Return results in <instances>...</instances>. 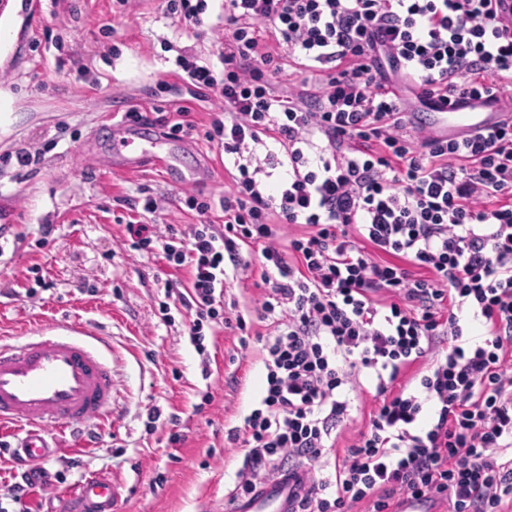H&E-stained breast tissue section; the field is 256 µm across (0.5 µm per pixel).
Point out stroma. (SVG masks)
I'll use <instances>...</instances> for the list:
<instances>
[{
	"mask_svg": "<svg viewBox=\"0 0 512 512\" xmlns=\"http://www.w3.org/2000/svg\"><path fill=\"white\" fill-rule=\"evenodd\" d=\"M221 12L212 0L209 30L198 35L166 18L163 0H51L14 69L0 71V196L23 209L16 237L0 245V339L80 317L105 332L116 382L111 418L90 421L84 441L63 433L43 461L49 479L30 496L36 512H53L58 494L93 474L123 482L120 512L230 507L243 446L229 444L227 433L258 407L266 374L256 339L266 326L249 312L255 276L242 273L224 290L244 312L246 330L206 336L197 351L184 315L161 319L164 261L132 249L126 232L139 219L127 201L143 188L163 199L164 223H197L195 212L181 209L186 190L150 168L121 173L106 164L110 126L124 112H166L188 95L172 75L166 42L214 60ZM24 145L41 149L44 162H4ZM43 224L54 227L45 246ZM36 265L47 286L30 297ZM350 398L340 450L368 421L373 381L361 377Z\"/></svg>",
	"mask_w": 512,
	"mask_h": 512,
	"instance_id": "1",
	"label": "stroma"
}]
</instances>
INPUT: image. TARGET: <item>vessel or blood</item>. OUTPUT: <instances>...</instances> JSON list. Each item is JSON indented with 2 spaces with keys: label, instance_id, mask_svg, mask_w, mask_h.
Returning a JSON list of instances; mask_svg holds the SVG:
<instances>
[{
  "label": "vessel or blood",
  "instance_id": "obj_1",
  "mask_svg": "<svg viewBox=\"0 0 512 512\" xmlns=\"http://www.w3.org/2000/svg\"><path fill=\"white\" fill-rule=\"evenodd\" d=\"M44 0H0V67L8 69L21 38L29 34L32 19ZM500 103L490 107L458 99L426 113L430 134L451 140L502 121ZM113 168L136 172L154 166L171 182L198 186L209 178L212 165L198 157L193 168L182 169L181 151L194 150L188 138H173L161 128L129 123L112 127ZM20 210L10 198L0 199V241L15 235ZM97 332L79 319L52 323L22 342L0 341V427L20 433V447L29 466H37L50 452L51 430H65L112 415L115 382L112 363L99 348ZM311 486L303 467L261 481L248 498L235 501L233 512H298ZM117 482L104 475L82 479L64 495L60 512H115Z\"/></svg>",
  "mask_w": 512,
  "mask_h": 512
}]
</instances>
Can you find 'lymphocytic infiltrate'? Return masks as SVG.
<instances>
[{"label": "lymphocytic infiltrate", "mask_w": 512, "mask_h": 512, "mask_svg": "<svg viewBox=\"0 0 512 512\" xmlns=\"http://www.w3.org/2000/svg\"><path fill=\"white\" fill-rule=\"evenodd\" d=\"M495 0H224L223 72L178 49L187 99L150 116L173 135L199 130L192 101L216 95L204 138L230 189L187 196L181 230L127 225L135 250L162 258L200 344L245 329L227 280L259 247L268 323L261 406L244 419L231 497L292 462L334 452L359 374L375 383L365 430L312 485L303 512H397L401 498L451 512H512V124L457 141L416 122L433 97L503 99L512 29ZM300 62L288 92L266 74L279 49ZM409 91L391 93L395 83ZM480 323L481 337L467 339ZM425 366L419 380L405 373Z\"/></svg>", "instance_id": "obj_1"}]
</instances>
